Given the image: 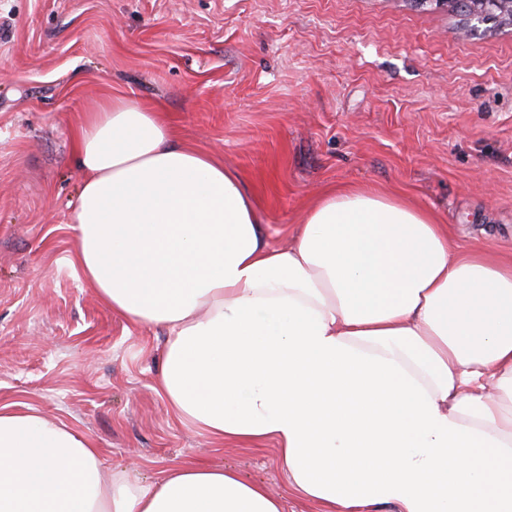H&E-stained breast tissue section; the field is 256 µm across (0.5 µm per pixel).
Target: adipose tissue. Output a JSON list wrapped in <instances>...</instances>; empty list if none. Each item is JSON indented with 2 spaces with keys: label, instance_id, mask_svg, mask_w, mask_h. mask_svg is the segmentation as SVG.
<instances>
[{
  "label": "adipose tissue",
  "instance_id": "ef3b65f1",
  "mask_svg": "<svg viewBox=\"0 0 512 512\" xmlns=\"http://www.w3.org/2000/svg\"><path fill=\"white\" fill-rule=\"evenodd\" d=\"M76 263L165 330L158 390L217 442H275L326 512H512V259L460 251L402 197L329 188L271 245L240 175L116 96L73 148ZM0 512H285L236 470L105 474L62 422L0 402Z\"/></svg>",
  "mask_w": 512,
  "mask_h": 512
}]
</instances>
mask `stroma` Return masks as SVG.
<instances>
[{"label":"stroma","instance_id":"35a3bbf8","mask_svg":"<svg viewBox=\"0 0 512 512\" xmlns=\"http://www.w3.org/2000/svg\"><path fill=\"white\" fill-rule=\"evenodd\" d=\"M414 0H0V401L94 439L133 481L194 458L285 498L274 442L216 443L157 389L167 336L70 261L84 113L162 103L234 169L285 247L332 185L402 193L462 249L512 256V26Z\"/></svg>","mask_w":512,"mask_h":512}]
</instances>
